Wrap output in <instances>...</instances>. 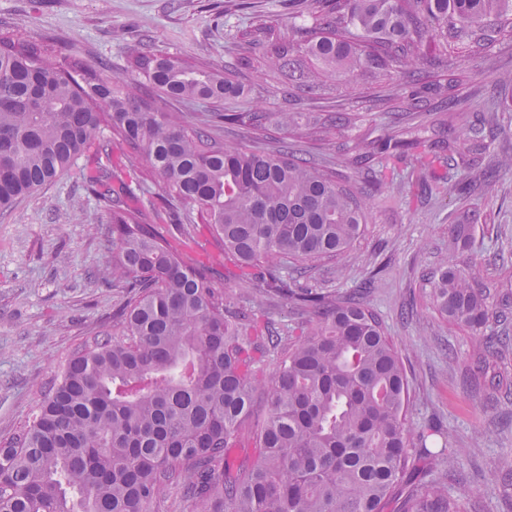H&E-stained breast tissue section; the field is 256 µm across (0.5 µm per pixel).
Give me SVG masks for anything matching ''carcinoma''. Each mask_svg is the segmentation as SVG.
Wrapping results in <instances>:
<instances>
[{
  "label": "carcinoma",
  "mask_w": 512,
  "mask_h": 512,
  "mask_svg": "<svg viewBox=\"0 0 512 512\" xmlns=\"http://www.w3.org/2000/svg\"><path fill=\"white\" fill-rule=\"evenodd\" d=\"M318 25L310 39H282L259 75L288 71L308 93L327 78L364 70L396 95L392 71L411 68L420 46L440 37L477 48L512 40V0H303ZM320 63L307 67L303 59ZM132 73L162 100L222 104L244 87L177 57L138 52ZM222 124L262 127L265 112H215ZM355 116L330 112L307 124L315 136ZM481 125L450 109L442 124L476 139ZM108 131L145 163L183 210L182 243L196 221L221 240L249 296L284 302L300 321L282 337L236 307L210 269L142 222L143 208L106 174L90 183L110 207L112 263L101 278L125 289L112 329L66 358L39 412L0 439V512H166L183 490L189 512H388L402 476L421 457L405 428L409 379L381 321L363 301L336 300L313 284L326 260H343L369 223L370 206L335 171L284 146L220 145L205 129L133 82L104 79L73 58L65 67L46 44L0 34V211L73 167ZM384 149L426 142L419 122L392 125ZM480 185L496 191L494 159ZM474 216L452 225L448 251L469 244ZM475 264L439 263L427 274L439 318L470 331L491 316L508 321L512 293L478 287ZM512 354V337L484 338ZM278 357L267 378L258 364ZM258 450L236 462L244 435ZM397 512H461L444 480L426 481Z\"/></svg>",
  "instance_id": "1"
}]
</instances>
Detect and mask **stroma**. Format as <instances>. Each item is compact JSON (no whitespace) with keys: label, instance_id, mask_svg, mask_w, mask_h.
Here are the masks:
<instances>
[{"label":"stroma","instance_id":"stroma-1","mask_svg":"<svg viewBox=\"0 0 512 512\" xmlns=\"http://www.w3.org/2000/svg\"><path fill=\"white\" fill-rule=\"evenodd\" d=\"M300 0H0V29L23 40L43 41L62 64L80 57L107 76L129 77L127 60L145 47L210 68L230 58L273 44L266 28L284 31L301 14ZM457 58L453 71L436 69L435 58ZM419 71L426 83L442 82L461 111L479 118L494 112L497 123L486 130L483 147L472 151L452 128L434 123L439 99H427L422 119L429 142L454 140L444 162L421 168L414 150L391 153L377 141L384 128L403 116L401 100L386 99L383 89L362 72L350 81L328 80L321 95L309 98L285 88L278 76L254 84L250 70L237 73L245 91L237 112L261 105L267 112H354L347 130L328 129L322 140L300 131L247 126L213 128L220 141L246 148L280 143L314 163L334 167L359 191L372 193L369 224L350 252L346 269L322 265L319 287L344 298L363 293L398 349L410 378L406 426L412 442H426L434 456L458 453L448 493L462 512H512V355L485 352L489 375L498 391L486 389L474 375L469 330L443 322L426 306L428 287L421 280L448 255V229L462 212L475 213L472 250L461 262L487 261L485 281L512 288V258L494 255L512 250V171L497 175L498 196L487 198L473 181L489 158L512 155V84L498 78L512 71V45L494 43L471 52L439 42L422 46ZM127 148L112 140L106 150L92 149L51 184L0 214V438L15 433L36 412L43 391L60 365L91 331L112 327V314L123 302V289L96 279L112 260L106 203L85 176L100 171L123 179L139 194L145 221L158 235L173 234L175 212L165 189L141 177L126 162ZM456 183L447 194V183ZM193 256L209 260L217 287L240 291V271L206 226L194 227ZM379 275L371 291L363 286L371 270Z\"/></svg>","mask_w":512,"mask_h":512}]
</instances>
